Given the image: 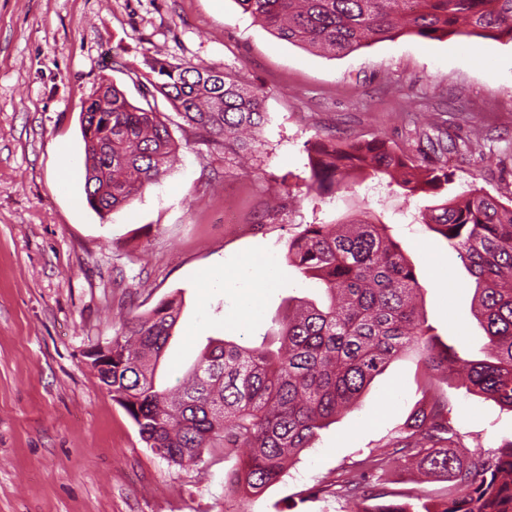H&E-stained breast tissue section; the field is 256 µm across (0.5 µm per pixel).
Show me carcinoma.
<instances>
[{"instance_id":"cac0c4a2","label":"carcinoma","mask_w":512,"mask_h":512,"mask_svg":"<svg viewBox=\"0 0 512 512\" xmlns=\"http://www.w3.org/2000/svg\"><path fill=\"white\" fill-rule=\"evenodd\" d=\"M279 38L348 54L402 34L427 39L477 37L512 43V0H236ZM151 84L192 127L224 138V149L255 151L254 133L266 122L259 90L229 73L155 59ZM97 121L81 126L88 205L104 219L159 183L177 145L159 113L131 103L112 83L87 100ZM308 187L325 198L355 180L396 182L405 197H433L448 183L443 167L422 165L382 138L347 141L327 136L308 150ZM421 223L461 255L474 278V316L486 339L482 358H465L442 344L426 324L421 285L385 225L369 219L309 224L288 243L286 259L319 283L328 303L288 298L280 346L244 347L209 339L181 394L156 381L157 365L180 318L175 300L126 319L112 338V369L99 380L167 462L195 467L204 450L247 456L224 477V487L259 497L279 483L288 465L312 447L318 431L369 388L401 354L417 346L428 372L456 373L466 389L512 410V204L481 188L420 210ZM447 419V404L432 398L407 436L371 461L416 463L448 482L435 502L382 504L357 481L336 492L358 500V512H512V446L476 461Z\"/></svg>"}]
</instances>
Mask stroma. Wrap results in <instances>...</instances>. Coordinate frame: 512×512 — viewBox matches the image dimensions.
I'll use <instances>...</instances> for the list:
<instances>
[{
	"label": "stroma",
	"mask_w": 512,
	"mask_h": 512,
	"mask_svg": "<svg viewBox=\"0 0 512 512\" xmlns=\"http://www.w3.org/2000/svg\"><path fill=\"white\" fill-rule=\"evenodd\" d=\"M153 58L213 66L262 92L268 122L250 166L162 96L147 97ZM104 82L160 112L179 150L158 184L102 219L85 199L80 111ZM432 120L450 144L444 196L475 185L511 201V43L404 34L334 54L280 39L236 0H0V512H355L336 489L406 436L434 395L447 400L472 456L512 445V411L430 379L412 350L264 496L228 497L224 476L238 455L169 464L141 441L88 357L128 315L172 298L181 315L158 366L166 386L182 385L208 338L260 346L278 333L289 297L311 293L285 259L289 240L361 213L401 244L439 339L478 355L474 280L418 221L433 197L368 180L332 197L307 189V150L319 139L380 137L415 157ZM63 150L73 168H63ZM228 207L236 223H225ZM270 255L275 273L259 277L245 312L240 264ZM219 267L223 285L203 287ZM446 489L402 462L375 487L387 503L437 500Z\"/></svg>",
	"instance_id": "obj_1"
}]
</instances>
